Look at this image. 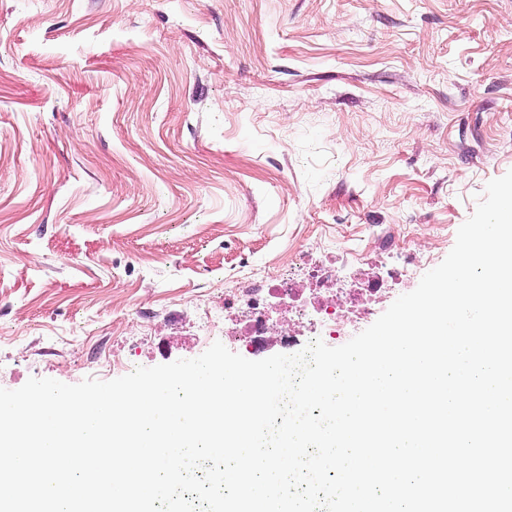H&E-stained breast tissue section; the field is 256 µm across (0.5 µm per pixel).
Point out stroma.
Instances as JSON below:
<instances>
[{
  "label": "stroma",
  "instance_id": "35a3bbf8",
  "mask_svg": "<svg viewBox=\"0 0 512 512\" xmlns=\"http://www.w3.org/2000/svg\"><path fill=\"white\" fill-rule=\"evenodd\" d=\"M510 170L512 0H0V388L287 353L243 270H431Z\"/></svg>",
  "mask_w": 512,
  "mask_h": 512
}]
</instances>
